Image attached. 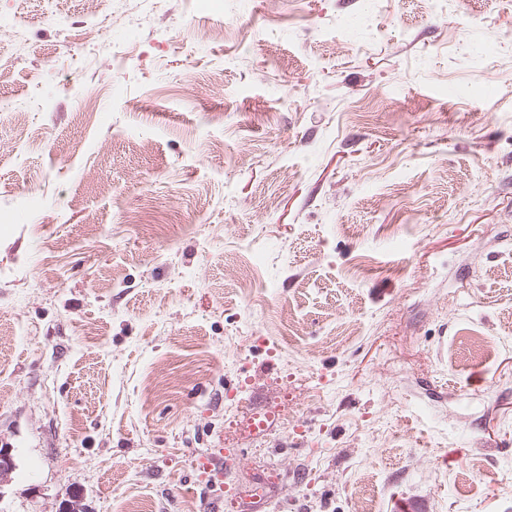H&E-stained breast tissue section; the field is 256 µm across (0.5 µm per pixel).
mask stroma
<instances>
[{
  "label": "stroma",
  "instance_id": "stroma-1",
  "mask_svg": "<svg viewBox=\"0 0 512 512\" xmlns=\"http://www.w3.org/2000/svg\"><path fill=\"white\" fill-rule=\"evenodd\" d=\"M0 68V512H512V0H0Z\"/></svg>",
  "mask_w": 512,
  "mask_h": 512
}]
</instances>
